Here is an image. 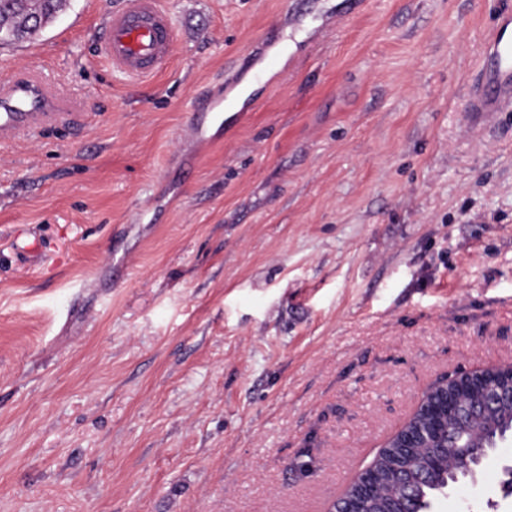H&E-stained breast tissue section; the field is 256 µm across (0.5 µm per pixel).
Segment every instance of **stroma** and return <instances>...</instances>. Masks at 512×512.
Masks as SVG:
<instances>
[{
    "instance_id": "stroma-1",
    "label": "stroma",
    "mask_w": 512,
    "mask_h": 512,
    "mask_svg": "<svg viewBox=\"0 0 512 512\" xmlns=\"http://www.w3.org/2000/svg\"><path fill=\"white\" fill-rule=\"evenodd\" d=\"M120 2L0 45L72 105L0 140V512H324L433 384L512 362V112L466 110L512 0H162L141 80L99 54ZM511 460L433 512H512ZM222 101H211L202 104L200 96L197 97L189 112H192L194 118L189 123V129L194 134L202 135L206 127L209 125H218V127L224 124V113L220 112Z\"/></svg>"
}]
</instances>
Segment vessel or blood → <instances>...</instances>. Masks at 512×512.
<instances>
[{"mask_svg":"<svg viewBox=\"0 0 512 512\" xmlns=\"http://www.w3.org/2000/svg\"><path fill=\"white\" fill-rule=\"evenodd\" d=\"M173 47V26L158 0H124L123 7L105 19L99 54L114 72L144 79L167 66ZM53 107L44 81L15 82L7 94L0 95V137H10ZM467 110L479 121L499 112H512V10L502 11L497 17ZM191 111L192 133L201 134L207 126L224 123L220 102L204 104L197 100Z\"/></svg>","mask_w":512,"mask_h":512,"instance_id":"1","label":"vessel or blood"}]
</instances>
